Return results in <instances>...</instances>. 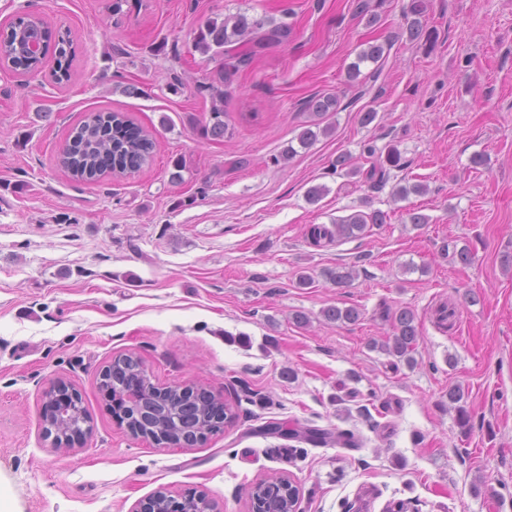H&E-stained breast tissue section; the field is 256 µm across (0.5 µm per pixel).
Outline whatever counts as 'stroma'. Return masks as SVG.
<instances>
[{
    "mask_svg": "<svg viewBox=\"0 0 512 512\" xmlns=\"http://www.w3.org/2000/svg\"><path fill=\"white\" fill-rule=\"evenodd\" d=\"M111 2L0 0V23L37 14L73 54L63 85L0 71V512H133L162 487L251 512L272 476L296 483L301 512H512V0H423L427 42L400 34L411 0H369L373 24L357 0H124L116 15ZM238 14L290 34L234 76L214 140L198 127L218 63L194 38ZM370 42L383 59L347 81ZM131 84L140 95L124 94ZM316 94L336 96V111L314 118ZM368 110L378 117L361 125ZM99 111L150 132L153 163L91 183L64 171L72 128ZM314 121L328 135L298 146ZM390 144L404 166L370 189L367 149ZM343 152L359 175L333 173ZM398 183L425 191L397 200ZM315 185L327 192L312 205ZM365 199L386 224L310 244L309 225ZM412 209L428 224H409ZM464 247L474 263L457 260ZM342 267L356 272L345 287L326 277ZM331 306L360 318L327 321ZM404 308L418 328L409 362L382 349L386 313ZM129 352L155 384L225 397L231 421L189 448L132 437L98 380ZM57 379L89 416L70 448L43 434ZM271 422L360 445L272 437Z\"/></svg>",
    "mask_w": 512,
    "mask_h": 512,
    "instance_id": "obj_1",
    "label": "stroma"
}]
</instances>
